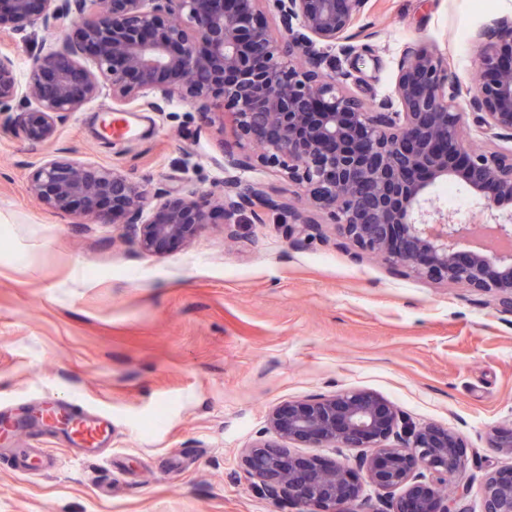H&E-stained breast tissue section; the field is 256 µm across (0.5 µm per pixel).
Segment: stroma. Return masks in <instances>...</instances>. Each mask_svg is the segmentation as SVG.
Masks as SVG:
<instances>
[{
    "mask_svg": "<svg viewBox=\"0 0 512 512\" xmlns=\"http://www.w3.org/2000/svg\"><path fill=\"white\" fill-rule=\"evenodd\" d=\"M352 70L336 76L379 101L407 44L433 43L458 81L477 74L473 29L512 0H371ZM101 98L32 145L0 127V512H296L255 494L242 451L273 407L366 391L465 444V512L512 456L487 446L512 425V312L494 294L397 271L335 247L331 224L293 243L286 225L250 218L226 237L146 252L117 224H78L33 198L43 155L70 150L154 186L208 191L224 179L223 132L181 104L128 112L134 136L105 140ZM81 405L112 416L102 456L70 430L24 423L28 409ZM40 470L18 469L22 455Z\"/></svg>",
    "mask_w": 512,
    "mask_h": 512,
    "instance_id": "stroma-1",
    "label": "stroma"
}]
</instances>
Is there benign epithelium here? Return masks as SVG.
Wrapping results in <instances>:
<instances>
[{
  "label": "benign epithelium",
  "mask_w": 512,
  "mask_h": 512,
  "mask_svg": "<svg viewBox=\"0 0 512 512\" xmlns=\"http://www.w3.org/2000/svg\"><path fill=\"white\" fill-rule=\"evenodd\" d=\"M370 0H0V35L38 27L52 38L19 70L0 54V119L33 145L53 141L75 113L99 99L167 112L176 102L222 141L224 181L198 194L135 181L115 166L81 162L63 148L45 155L28 191L47 208L97 224H121L145 251L190 242L208 224L225 229L247 212L271 214L291 233L334 235L392 268L491 292L512 312V250L467 252L471 221L437 204L444 181L463 186L480 223L512 241V148L471 146L466 117L487 142L512 141V17L471 37L479 49L476 84L454 80L435 45L409 44L393 92L370 102L336 79L328 51L350 55L352 29ZM93 62V67L84 60ZM278 168L303 195L274 193L229 170ZM273 440L242 457L250 488L299 512H357L358 472L389 497L386 512H462L442 492L464 468L462 439L416 423L367 392H341L280 406L268 415ZM356 450L357 464L329 465L292 454L281 442ZM489 448L512 455V427L494 429ZM482 512H512V467L490 473Z\"/></svg>",
  "instance_id": "benign-epithelium-1"
}]
</instances>
